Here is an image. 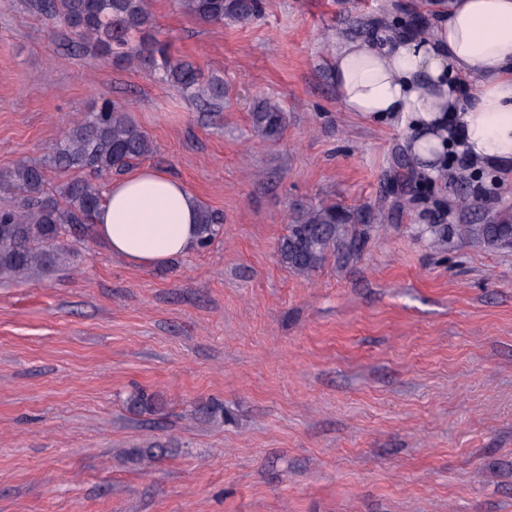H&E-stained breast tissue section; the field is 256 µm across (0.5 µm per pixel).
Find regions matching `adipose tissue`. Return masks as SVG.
Here are the masks:
<instances>
[{"label": "adipose tissue", "mask_w": 512, "mask_h": 512, "mask_svg": "<svg viewBox=\"0 0 512 512\" xmlns=\"http://www.w3.org/2000/svg\"><path fill=\"white\" fill-rule=\"evenodd\" d=\"M331 78L347 112L409 126L408 149L428 171L465 151L478 166L512 164V0H449L428 36L405 30L378 48L340 41ZM474 99L460 106L462 83ZM199 200L156 169H136L109 186L94 219L113 254L159 266L198 240Z\"/></svg>", "instance_id": "ef3b65f1"}]
</instances>
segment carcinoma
I'll return each instance as SVG.
<instances>
[{
    "instance_id": "obj_1",
    "label": "carcinoma",
    "mask_w": 512,
    "mask_h": 512,
    "mask_svg": "<svg viewBox=\"0 0 512 512\" xmlns=\"http://www.w3.org/2000/svg\"><path fill=\"white\" fill-rule=\"evenodd\" d=\"M179 9L202 22L249 24L260 13L259 0H176ZM38 11L67 27L73 43L98 54L158 65L170 84L207 101L224 97V82L206 76L193 63L168 56L159 42L133 44L136 35L153 26L151 0H36ZM254 132L265 141L278 140L285 129L281 108L268 101L251 113ZM154 151L153 142L138 129L129 113L110 102L85 114L57 143L44 162L21 159L0 173V187L19 198L0 207V280L25 281L66 264L67 241L85 238L104 196L99 180L122 172ZM78 169L75 178L51 197L48 169ZM199 247L220 233L221 220L207 206L199 213ZM373 224H357L334 205L308 209L289 225L278 246L280 262L289 270L309 274L328 257L358 258L370 238ZM475 240L498 247L512 244V224H468Z\"/></svg>"
}]
</instances>
